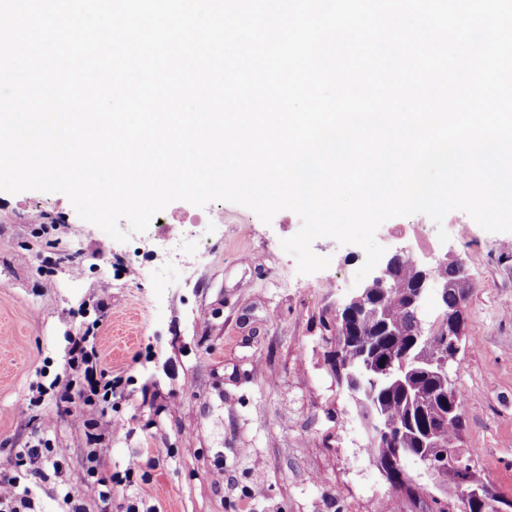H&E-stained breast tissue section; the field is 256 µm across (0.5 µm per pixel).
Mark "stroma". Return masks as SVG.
<instances>
[{
  "label": "stroma",
  "instance_id": "stroma-1",
  "mask_svg": "<svg viewBox=\"0 0 512 512\" xmlns=\"http://www.w3.org/2000/svg\"><path fill=\"white\" fill-rule=\"evenodd\" d=\"M224 232L188 234L197 206L175 201L159 213L169 241L148 232L119 242L82 220L61 193L0 192V470H15L36 512H69L66 493L84 492L86 455L134 470L112 487V512H360L394 492L369 462L365 430L333 368L336 316L360 286L359 246L314 241L327 268L299 273L282 239L297 214L264 223L250 209L214 201ZM446 230L443 254L462 257L473 288L466 340L450 366L469 400L464 447L478 474L512 499V232H489L465 211L442 222L394 217L376 231L386 252L405 247L396 225ZM158 260L204 253L184 288L152 280L137 245ZM92 331L105 367L121 375L109 418L123 429L86 443L78 414L58 409L50 385L64 379L70 337ZM51 439L40 478L17 466L33 438ZM61 461L52 475L53 461Z\"/></svg>",
  "mask_w": 512,
  "mask_h": 512
}]
</instances>
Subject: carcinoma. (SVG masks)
I'll list each match as a JSON object with an SVG mask.
<instances>
[{"instance_id": "carcinoma-1", "label": "carcinoma", "mask_w": 512, "mask_h": 512, "mask_svg": "<svg viewBox=\"0 0 512 512\" xmlns=\"http://www.w3.org/2000/svg\"><path fill=\"white\" fill-rule=\"evenodd\" d=\"M435 275L448 281V307L465 304L470 288L468 276L457 274L452 263L436 269ZM415 279L414 262L402 255L395 257L388 276L390 292L381 300L369 294L358 303V318L352 323L349 350L344 352V356L354 357L358 362H392L397 367L404 363L410 372L404 386L385 382L375 388L362 382L348 387L356 415L364 427L372 430L377 423L383 422L400 429V434L391 441L383 438L370 440V461L392 464L407 454L426 453L430 443L427 435L429 426L445 414L446 423L440 425L435 439L447 453L446 477L463 489L473 478L492 489L494 485L477 474L470 450L460 447L466 421L457 395L459 388H454L453 402L445 400L447 387L421 362L430 336L425 333L419 336L414 331L409 291Z\"/></svg>"}]
</instances>
